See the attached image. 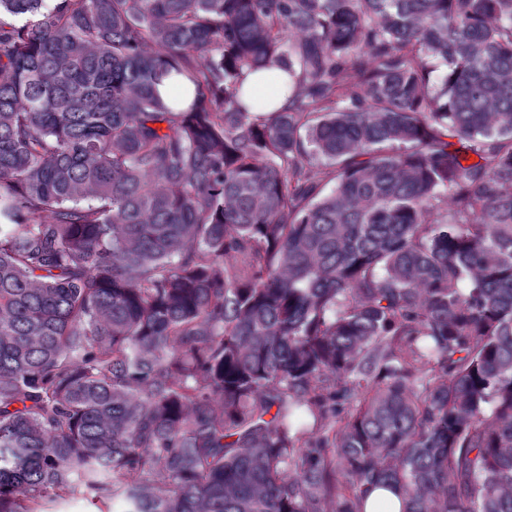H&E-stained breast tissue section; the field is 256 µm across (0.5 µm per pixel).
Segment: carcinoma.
<instances>
[{
  "mask_svg": "<svg viewBox=\"0 0 512 512\" xmlns=\"http://www.w3.org/2000/svg\"><path fill=\"white\" fill-rule=\"evenodd\" d=\"M378 485L512 512V0H0V512ZM247 94L252 95L254 92L257 97L262 100L274 98V105L279 107L285 104L288 100V95L291 93L288 79L286 82L273 83L265 78L250 77L246 84ZM47 506L48 512H98L97 506L102 507L103 512H121L123 510L118 501L112 502L111 499L106 505H102L83 493L69 495L64 499H56V501L49 502Z\"/></svg>",
  "mask_w": 512,
  "mask_h": 512,
  "instance_id": "carcinoma-1",
  "label": "carcinoma"
}]
</instances>
